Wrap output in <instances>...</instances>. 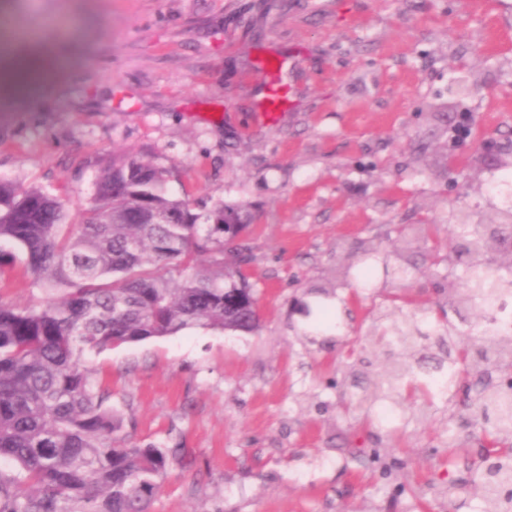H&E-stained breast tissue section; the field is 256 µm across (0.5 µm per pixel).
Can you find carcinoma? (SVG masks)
I'll list each match as a JSON object with an SVG mask.
<instances>
[{"instance_id": "carcinoma-1", "label": "carcinoma", "mask_w": 512, "mask_h": 512, "mask_svg": "<svg viewBox=\"0 0 512 512\" xmlns=\"http://www.w3.org/2000/svg\"><path fill=\"white\" fill-rule=\"evenodd\" d=\"M168 171L135 157L104 168L88 204L69 221L62 200L41 187L0 177V278L19 260L46 301L18 307L0 300V512H151L159 481L182 448L140 443L122 433L84 356L174 335L193 327L251 334L261 325L247 267L252 248L235 241L247 227L245 204L218 202L202 212L165 190ZM448 265L459 266L442 313L465 321L481 309L493 324L471 350L442 324L435 345L439 376L393 359L366 377L363 398L348 410L374 416L367 401L394 409L423 386L445 398L460 374L475 379L474 407L497 455L480 472L482 512H512V321L496 314L512 295V261L489 259V239L512 243V199L489 196L484 218L460 209ZM207 258L201 267L199 257ZM174 261L192 269L179 282L164 275ZM426 310L374 327L379 343L404 349L427 341Z\"/></svg>"}]
</instances>
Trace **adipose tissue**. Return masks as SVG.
<instances>
[{
	"instance_id": "1",
	"label": "adipose tissue",
	"mask_w": 512,
	"mask_h": 512,
	"mask_svg": "<svg viewBox=\"0 0 512 512\" xmlns=\"http://www.w3.org/2000/svg\"><path fill=\"white\" fill-rule=\"evenodd\" d=\"M49 58L37 36L23 35L0 45V93H24L39 84Z\"/></svg>"
}]
</instances>
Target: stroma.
I'll list each match as a JSON object with an SVG mask.
<instances>
[{
    "label": "stroma",
    "instance_id": "35a3bbf8",
    "mask_svg": "<svg viewBox=\"0 0 512 512\" xmlns=\"http://www.w3.org/2000/svg\"><path fill=\"white\" fill-rule=\"evenodd\" d=\"M12 4L67 64L0 97V176L73 216L97 169L135 156L168 170L170 194L251 214L258 332L191 328L86 357L124 432L185 450L151 512H481L479 427L419 404L360 426L336 364L381 367L378 308L394 320L448 286L412 229L443 239L452 208L486 206L478 143L512 139V0ZM265 59L291 98L272 123ZM372 246L364 291L354 266ZM398 286L404 301L386 302Z\"/></svg>",
    "mask_w": 512,
    "mask_h": 512
}]
</instances>
